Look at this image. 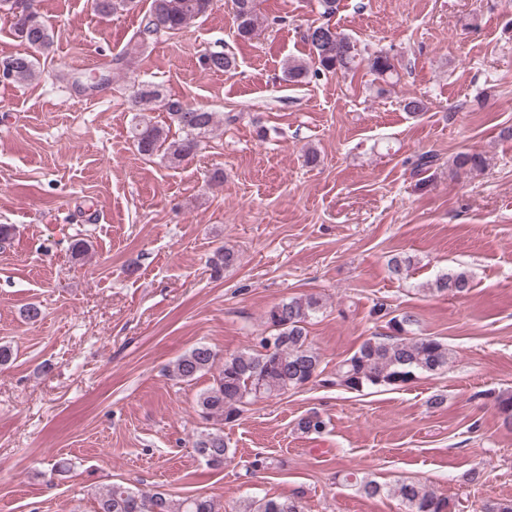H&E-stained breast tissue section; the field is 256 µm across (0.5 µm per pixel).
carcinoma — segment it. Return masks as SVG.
Segmentation results:
<instances>
[{
  "label": "carcinoma",
  "mask_w": 512,
  "mask_h": 512,
  "mask_svg": "<svg viewBox=\"0 0 512 512\" xmlns=\"http://www.w3.org/2000/svg\"><path fill=\"white\" fill-rule=\"evenodd\" d=\"M139 0H93L100 15L130 11ZM236 32L240 39L249 40L259 29L258 0H230ZM324 21L307 28L304 39L310 47L314 67L304 60L293 59L283 68L282 80L302 83L323 74L346 75L362 62L373 74L383 77L393 72L392 58L373 52L367 59L358 57L351 37L336 29L330 19L336 14L337 0H318ZM212 0H148L138 35L146 42L161 35H174L191 21L205 16ZM13 17V32L20 41L34 50L53 45V33L36 9L17 13L13 0H0V12ZM204 69L211 72H231L237 69L236 55L224 49L212 50L201 57ZM0 71L14 83L25 84L39 75L38 58L34 54H17L0 63ZM135 113L130 134L137 152L144 157L160 156L178 166L194 155L202 139L211 135L224 117L218 112L196 106L177 98L166 97L150 83H142L133 93ZM167 114V123L153 121L151 113ZM177 129L178 136L171 134ZM455 166L466 172L480 171L485 159L479 153H460ZM411 259L392 257L388 262L390 275L399 280L408 275ZM473 288L469 271L455 268L440 275L435 291L466 294ZM323 308L315 295L294 297L271 306L265 313L271 328L267 336L255 337L254 347L221 358L211 347L199 344L179 357L169 370V376L179 381H191L201 373L217 370L213 383L198 395L199 415L207 421L232 423L244 408L263 398L277 397L299 389L321 374V355L308 339L309 319ZM373 314L385 322L389 333H375L336 368V384L351 390L364 387L406 386L425 374L448 367L453 352L448 344L433 336L410 337L414 319L407 313H394L383 303L375 304ZM495 407L507 426H512V391H501L495 397ZM327 423L317 411H310L297 423L304 434H321ZM196 453L211 467H222L229 458L230 448L220 430L202 431L194 441ZM348 480L369 498L391 496L403 507V512H451L448 498L437 494L419 481H404L394 486L383 485L367 475L348 474ZM94 512H219L207 497H187L177 503L160 492H135L122 484H114L95 494ZM236 512H303L300 497L277 496L251 499L238 506Z\"/></svg>",
  "instance_id": "carcinoma-1"
}]
</instances>
